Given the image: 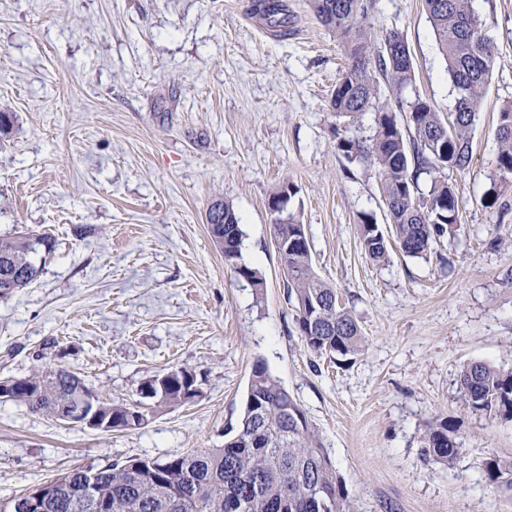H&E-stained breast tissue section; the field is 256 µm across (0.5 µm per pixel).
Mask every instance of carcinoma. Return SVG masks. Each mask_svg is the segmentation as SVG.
<instances>
[{"mask_svg":"<svg viewBox=\"0 0 512 512\" xmlns=\"http://www.w3.org/2000/svg\"><path fill=\"white\" fill-rule=\"evenodd\" d=\"M455 91L453 112L445 117L417 99L410 103L406 123L398 124L395 110L403 109L402 93L413 83V62L397 31L374 43L368 36V0H310L319 21L344 44L348 66L336 85L331 107L338 118L353 123L374 111L375 133L369 139H340L338 148L350 159H367L378 168L381 193L389 217L384 232L370 213L360 217L362 244L370 259L381 262L393 242L411 257H423L437 240L451 235L459 223L458 199L442 172L465 171L472 162L473 126L489 86L493 67L491 45L482 34L483 21L470 0H422ZM254 9L270 26H288L281 0H260ZM393 95V104L380 103V86ZM496 157L501 181L512 184V103L498 112ZM431 176L429 189L419 178ZM211 239L224 262L253 288L263 287L262 275L239 265L242 230L233 207L224 204L216 216L208 212ZM280 242L278 255L286 277V296L296 309V323L308 350L346 356L360 351L362 330L341 307L334 288L313 269L304 225L294 214L288 223L270 225ZM50 246L46 237L0 238V274L5 263L30 272L13 288H25L40 273L31 259L37 246ZM17 401L51 419L68 401L89 389L66 369L13 378ZM459 396L472 412L512 419V370L485 362L466 365L459 374ZM139 392L161 406L182 405L201 394L196 373L187 367L145 379ZM139 400L122 404L98 402L102 420L112 429H136L147 420ZM300 410L281 383L258 362L253 367L236 427L224 432V446L155 459L89 466L97 471L99 491L109 512H353L336 471L308 421L298 427L285 408ZM463 443L449 420L430 425L424 433L425 455L451 465L463 453ZM86 468L76 467L59 477L69 490L50 499L42 512H97L79 495ZM482 478L512 488V458L485 460Z\"/></svg>","mask_w":512,"mask_h":512,"instance_id":"cac0c4a2","label":"carcinoma"}]
</instances>
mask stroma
<instances>
[{
  "instance_id": "obj_1",
  "label": "stroma",
  "mask_w": 512,
  "mask_h": 512,
  "mask_svg": "<svg viewBox=\"0 0 512 512\" xmlns=\"http://www.w3.org/2000/svg\"><path fill=\"white\" fill-rule=\"evenodd\" d=\"M251 0H0V237L45 235L37 281L0 296V379L64 368L101 401L135 399L148 377L196 371L193 402L155 407L137 429L59 423L0 403V502L75 466L157 458L224 443L256 362L297 401L354 512H512V492L480 480L512 457V421L465 409L463 366L512 368V193L499 181L496 115L512 102V0H472L494 50L469 170L453 171L460 223L424 258L376 263L359 217L385 223L380 178L347 159L331 109L348 60L309 0H284L280 36ZM372 41L403 36L406 101L453 109L447 64L422 0H374ZM285 182L315 272L358 321L364 345L310 352L273 243L270 195ZM230 203L240 264L224 262L206 213ZM453 420L454 465L425 459L429 422Z\"/></svg>"
}]
</instances>
